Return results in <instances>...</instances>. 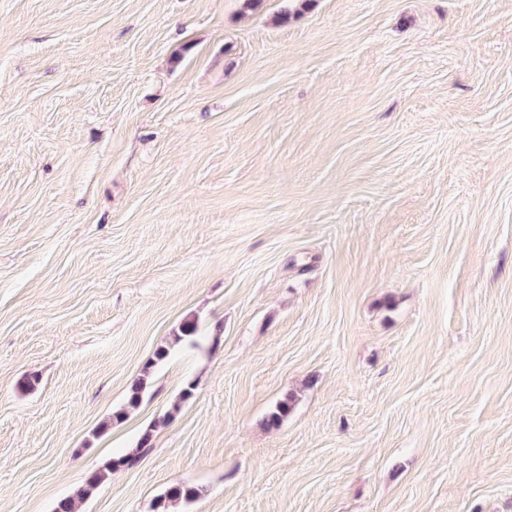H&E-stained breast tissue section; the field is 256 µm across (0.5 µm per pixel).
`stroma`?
<instances>
[{"mask_svg": "<svg viewBox=\"0 0 512 512\" xmlns=\"http://www.w3.org/2000/svg\"><path fill=\"white\" fill-rule=\"evenodd\" d=\"M188 381L77 512H512V0H0V512ZM168 356V347L162 346L156 349L153 358L144 366L140 377L132 382L127 395L126 403L116 411L112 412V415L108 418V420L101 424L99 427L101 432L106 431L114 425L123 423L126 420L129 412L133 409H136L140 405L143 395L146 392L148 378L152 369L165 361ZM195 388L196 384L192 381H189L184 385L179 394L178 400L172 407V412H166L163 416L157 418L143 430L138 440L137 448L134 452L112 457L101 468L89 472L77 491V498L87 500L93 497L109 474H112V472L119 469H130L136 466L143 454L153 447L155 432L160 427L166 426L174 417L173 412L178 411L183 403L192 398ZM198 495L196 488L187 484H175L165 493L157 497L150 506L151 512H173L172 508L177 503H187Z\"/></svg>", "mask_w": 512, "mask_h": 512, "instance_id": "obj_1", "label": "stroma"}]
</instances>
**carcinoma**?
<instances>
[{
	"label": "carcinoma",
	"instance_id": "1",
	"mask_svg": "<svg viewBox=\"0 0 512 512\" xmlns=\"http://www.w3.org/2000/svg\"><path fill=\"white\" fill-rule=\"evenodd\" d=\"M196 333V322L192 319H187L179 327V332L173 336V342L176 344L184 341H190L193 343L196 339ZM168 356V347L161 346L156 349L153 358L144 366L140 377L132 382L126 403L116 411L112 412V415L108 420L101 424V431L104 432L114 425L123 423L129 412L140 405L143 395L146 392L148 378L152 369L165 361ZM195 388L196 383L193 381H189L184 385L179 394L178 400L172 407V410L157 418L143 430L135 451L113 457L102 467L89 472L77 491V498L87 500L93 497L109 474L119 469H130L136 466L143 454L153 447L155 432L159 428L166 426L174 417V412L179 410L183 403L192 398ZM291 408L292 398L287 397L280 401L276 405L275 409L268 415L266 424L270 427L279 426L283 419L288 416ZM197 495L198 492L193 486L182 483L175 484L151 503L150 512H173L174 505L182 502H190L194 500ZM75 499L71 497L58 500L54 506L53 512H75Z\"/></svg>",
	"mask_w": 512,
	"mask_h": 512
}]
</instances>
